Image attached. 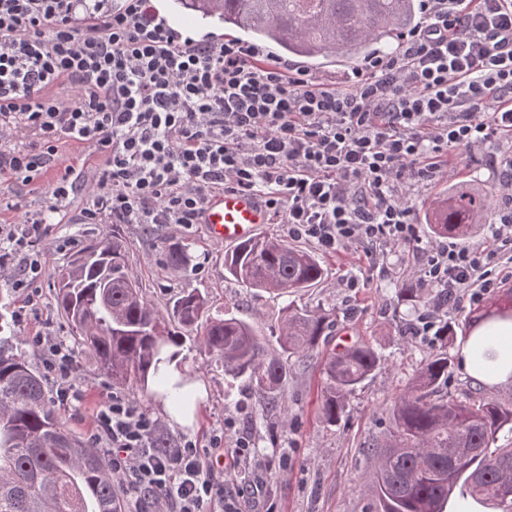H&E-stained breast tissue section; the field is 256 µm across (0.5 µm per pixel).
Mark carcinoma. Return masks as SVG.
Instances as JSON below:
<instances>
[{
	"mask_svg": "<svg viewBox=\"0 0 512 512\" xmlns=\"http://www.w3.org/2000/svg\"><path fill=\"white\" fill-rule=\"evenodd\" d=\"M176 6L214 19L224 28L273 44L292 57L336 61L376 54L417 26L415 0H174ZM489 192L450 190L429 209L433 232L463 239L484 223ZM124 242L93 240L54 275L55 300L75 342L116 384L147 388L168 346L194 336L199 351L221 363L271 411L287 412L285 385L293 359L319 353L336 312L320 306L281 308L265 335L248 320L211 313L201 292L183 293L166 310L148 299L131 276ZM319 257L278 236L254 237L224 254V278L274 298L314 286L323 276ZM280 348L268 353L270 339ZM452 357L441 350L423 364L396 397L390 426L368 448L374 461L366 486L375 512H444L454 491L495 512H512V448L496 446L512 433V405L481 397H436L448 380ZM382 365V356L357 342L327 355L321 415L336 423L347 397ZM172 401L184 412L193 392ZM112 467L102 450L77 439L50 405L39 372L0 336V512H121Z\"/></svg>",
	"mask_w": 512,
	"mask_h": 512,
	"instance_id": "1",
	"label": "carcinoma"
}]
</instances>
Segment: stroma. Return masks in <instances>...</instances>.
Here are the masks:
<instances>
[{
    "label": "stroma",
    "mask_w": 512,
    "mask_h": 512,
    "mask_svg": "<svg viewBox=\"0 0 512 512\" xmlns=\"http://www.w3.org/2000/svg\"><path fill=\"white\" fill-rule=\"evenodd\" d=\"M508 151H512V138L506 136L475 148L452 150L447 154V176L408 182L405 201L412 209L418 243L406 247L384 242L350 244L334 252H320L325 275L306 291L302 301L335 309L336 322L320 345L321 355L292 367L285 387L290 406L287 415L268 413L246 385L230 382L208 356L195 350L181 351L178 361L183 370L207 390L194 439L206 445L220 434L225 446L231 447L243 435L260 452L255 473L264 491L259 498L242 500L243 512H266L270 507L276 512H366V450L382 435L394 399L420 364L440 348L456 354L474 316L486 308L484 302L459 297L440 304L434 288L425 289L419 306L401 299L402 289L417 287V269L427 249L442 241L432 233L425 216L431 203L446 194L449 186L497 189L501 174L495 161ZM81 207V202H74L68 223L53 225L49 241L41 245L47 276L39 284L40 310L28 315L25 322H17L15 315L24 304V296L0 283V319L8 324L9 335L18 338L20 351L34 367H41L42 359L29 344V336L49 333L65 340L71 337L56 306L51 273L90 241L114 234L126 242L128 267L158 307H166L182 292L199 288L208 293L213 306L248 318L263 330L286 303L285 298L272 299L225 279L227 246L212 241L204 225L184 228L153 224L145 228L137 224H83L79 221ZM174 244L186 247L192 260L187 269L164 265L163 251ZM426 315L452 325L447 339L415 336ZM357 341L376 348L384 364L348 397L336 424L324 423L320 415L323 355ZM74 377L83 392L82 401L57 406L56 411L72 434L86 440L96 411L113 384L95 359L83 351L77 354ZM439 391L454 398L473 393L512 402V386H480L457 363ZM228 420L233 421V428H225Z\"/></svg>",
    "instance_id": "stroma-1"
}]
</instances>
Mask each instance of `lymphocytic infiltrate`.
<instances>
[{"mask_svg": "<svg viewBox=\"0 0 512 512\" xmlns=\"http://www.w3.org/2000/svg\"><path fill=\"white\" fill-rule=\"evenodd\" d=\"M421 2L424 22L398 51L367 59L339 89L262 62L253 44L181 37L156 20L151 0H0V171L48 200L34 212L0 198V211L16 214L0 224V277L38 308L46 216L66 217L78 194L85 224L187 228L236 192L326 251L417 242L404 183L445 175V148L512 134V0ZM73 147L92 157L93 176L73 166ZM499 165L496 251L433 246L420 287L463 289L475 301L495 287L496 252L512 250V154ZM29 342L58 402L80 400L73 349L45 334ZM160 430L122 393L96 413L91 441L133 512L151 500L169 512H241L240 498L260 491L247 437L231 449L219 436L207 448L183 438L162 451Z\"/></svg>", "mask_w": 512, "mask_h": 512, "instance_id": "lymphocytic-infiltrate-1", "label": "lymphocytic infiltrate"}]
</instances>
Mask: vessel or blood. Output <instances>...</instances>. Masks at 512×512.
I'll use <instances>...</instances> for the list:
<instances>
[{
  "instance_id": "b4317fda",
  "label": "vessel or blood",
  "mask_w": 512,
  "mask_h": 512,
  "mask_svg": "<svg viewBox=\"0 0 512 512\" xmlns=\"http://www.w3.org/2000/svg\"><path fill=\"white\" fill-rule=\"evenodd\" d=\"M266 221L264 208L254 198L232 193L215 199L202 216L209 238L227 244L251 238Z\"/></svg>"
}]
</instances>
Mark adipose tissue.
I'll return each instance as SVG.
<instances>
[{
    "label": "adipose tissue",
    "mask_w": 512,
    "mask_h": 512,
    "mask_svg": "<svg viewBox=\"0 0 512 512\" xmlns=\"http://www.w3.org/2000/svg\"><path fill=\"white\" fill-rule=\"evenodd\" d=\"M487 347L492 348L494 361L484 370L476 357ZM459 358L464 371L479 385L512 384V314L492 316L473 325L460 345Z\"/></svg>",
    "instance_id": "ef3b65f1"
}]
</instances>
